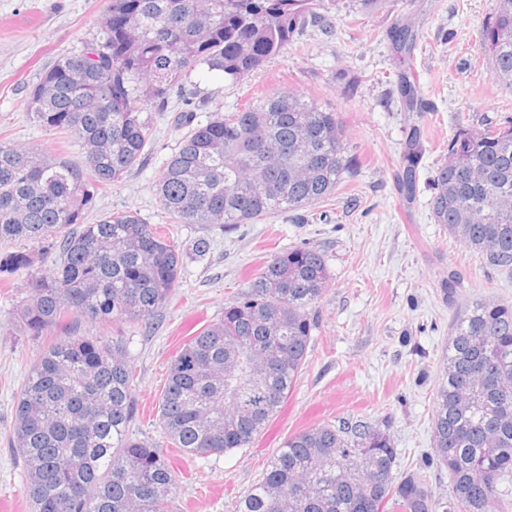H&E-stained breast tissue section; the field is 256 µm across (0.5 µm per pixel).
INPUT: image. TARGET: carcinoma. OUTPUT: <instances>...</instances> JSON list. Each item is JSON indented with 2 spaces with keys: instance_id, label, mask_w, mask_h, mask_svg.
Returning <instances> with one entry per match:
<instances>
[{
  "instance_id": "1",
  "label": "carcinoma",
  "mask_w": 512,
  "mask_h": 512,
  "mask_svg": "<svg viewBox=\"0 0 512 512\" xmlns=\"http://www.w3.org/2000/svg\"><path fill=\"white\" fill-rule=\"evenodd\" d=\"M482 33L492 74L512 88V0H493ZM335 0H109L99 35L45 69L27 117L68 135L81 168L0 144V243L26 241L58 260L30 274L19 319L27 335L63 331L31 368L15 403L10 445L23 461L29 512H175L176 479L161 452L205 457L247 447L302 371L314 308L333 277L307 245L274 256L224 306V316L171 359L159 406L163 442L130 431L135 372L123 339L78 336L77 322H145L169 299L182 253L132 211L86 222L95 192L139 166L152 113L183 97L203 65L232 79L284 53L314 7ZM406 108L427 103L408 72ZM187 128L156 194L175 224H250L327 201L353 166L336 113L287 89ZM420 131L402 156L399 189L417 187ZM434 220L486 267L512 270V121L461 128L434 176ZM15 251L0 269L32 267ZM434 445L451 498L393 473L389 433L359 416L289 436L237 512H500L512 487V305L483 298L456 313L436 390Z\"/></svg>"
}]
</instances>
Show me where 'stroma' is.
<instances>
[{"instance_id": "1", "label": "stroma", "mask_w": 512, "mask_h": 512, "mask_svg": "<svg viewBox=\"0 0 512 512\" xmlns=\"http://www.w3.org/2000/svg\"><path fill=\"white\" fill-rule=\"evenodd\" d=\"M105 7L106 0H0V142L81 162L77 147L27 120L25 103L44 69L99 34ZM490 12L491 0H386L373 11L358 0H336L286 53L244 80L204 67L191 72L185 90L205 104L199 121L255 102L273 87L292 89L338 114L354 166L327 202L305 209L300 224L278 213L231 228L175 225L183 265L155 318L80 324L79 335L125 339L136 372L134 430L154 439L167 368L180 347L219 319L225 303L277 252L306 244L325 256L333 280L316 305L305 366L263 433L249 447L208 457L165 449L177 480V512H235L288 436L348 415L387 430L397 450L396 477L424 476L435 497L450 498L433 438L448 334L466 304L489 296L512 302V272L486 271L480 255L435 223L430 179L459 127L512 118V89L494 79L482 48ZM407 19L417 33L408 56L393 39ZM409 65L428 102L422 115L404 111L397 90ZM180 109L174 101L156 115L147 157L95 195L89 220L132 210L153 224L170 222L155 186L180 136L173 123ZM422 124L417 192L408 202L396 178L410 129ZM201 239L209 248L198 257L193 247ZM452 272L461 280L449 294ZM28 277L24 270L0 273V512H28L23 463L9 446L17 394L45 346L18 321Z\"/></svg>"}]
</instances>
